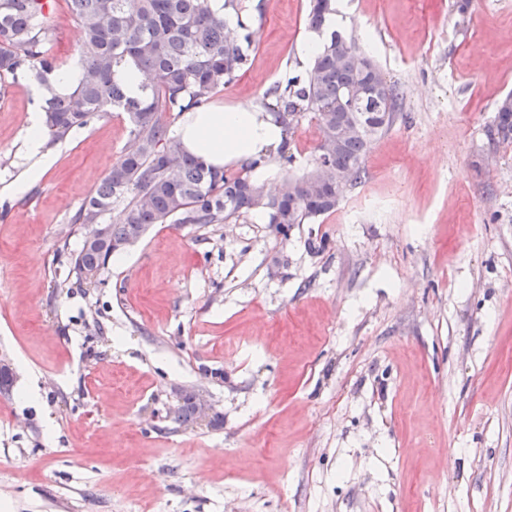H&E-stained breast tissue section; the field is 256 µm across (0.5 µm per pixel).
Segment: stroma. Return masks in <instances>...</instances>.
I'll use <instances>...</instances> for the list:
<instances>
[{
    "mask_svg": "<svg viewBox=\"0 0 512 512\" xmlns=\"http://www.w3.org/2000/svg\"><path fill=\"white\" fill-rule=\"evenodd\" d=\"M344 36L398 89L360 183L277 233L264 213L157 224L94 280L73 215L127 148L115 112L51 144L0 81V512H512V0H349ZM309 0H262L255 61L212 96L263 107L304 74ZM56 65L82 31L64 0ZM320 141L303 118L298 179ZM203 392L207 421L174 422ZM494 118L487 127V135L493 141H512V97H505L497 106ZM25 144L33 163L24 174V184L39 180L54 164L55 155L45 150L44 128L41 116H35L25 132Z\"/></svg>",
    "mask_w": 512,
    "mask_h": 512,
    "instance_id": "1",
    "label": "stroma"
}]
</instances>
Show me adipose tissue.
I'll return each mask as SVG.
<instances>
[{
	"label": "adipose tissue",
	"mask_w": 512,
	"mask_h": 512,
	"mask_svg": "<svg viewBox=\"0 0 512 512\" xmlns=\"http://www.w3.org/2000/svg\"><path fill=\"white\" fill-rule=\"evenodd\" d=\"M283 137V128L275 115L251 105H214L192 110L185 113L177 129V139L186 153L217 169L239 161L254 163L260 179L271 168V153L281 145ZM25 144L32 163L24 180L32 183L55 162L54 154L44 147L41 117L31 119Z\"/></svg>",
	"instance_id": "obj_1"
}]
</instances>
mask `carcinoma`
Segmentation results:
<instances>
[{"mask_svg":"<svg viewBox=\"0 0 512 512\" xmlns=\"http://www.w3.org/2000/svg\"><path fill=\"white\" fill-rule=\"evenodd\" d=\"M83 33L78 54L80 78L67 92L46 100L45 124L51 140L67 136L111 112H123L130 143L73 217L75 224L95 222L117 211L112 240L119 242L154 224H226L254 209L282 234L336 211V175L347 184L361 182L373 141L386 132L401 110L399 93L388 84L376 88L370 72L380 68L352 39L333 32L305 76L270 88L265 108L289 132L293 122L311 114L323 139H338L326 159L313 165L322 172L311 189L262 202L263 186L253 166L218 171L185 153L169 136L174 113L203 105L220 87L249 65L251 17L243 0H65ZM50 0H0V77L27 68L44 83L53 63L45 52ZM237 17L242 34L228 36L223 11ZM331 0H311L309 25L322 29ZM135 69L148 78L142 94L129 93L119 73ZM487 135L512 141V97L496 108ZM114 248L106 242L83 243L72 258L79 275L104 269ZM196 419L192 394L183 398L174 420Z\"/></svg>","mask_w":512,"mask_h":512,"instance_id":"obj_1","label":"carcinoma"}]
</instances>
